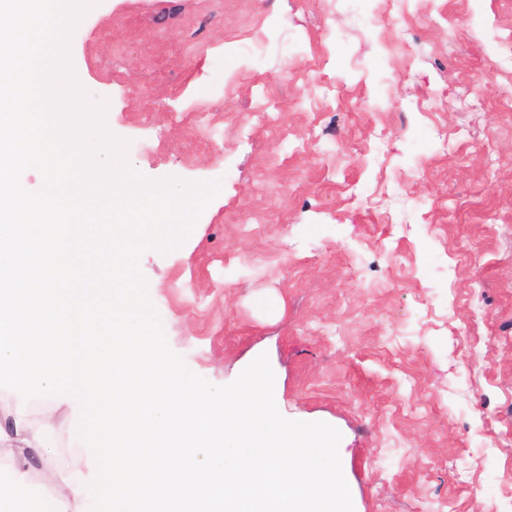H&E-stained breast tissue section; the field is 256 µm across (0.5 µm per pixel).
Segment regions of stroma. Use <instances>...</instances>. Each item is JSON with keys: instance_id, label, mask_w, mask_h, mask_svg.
Listing matches in <instances>:
<instances>
[{"instance_id": "1", "label": "stroma", "mask_w": 512, "mask_h": 512, "mask_svg": "<svg viewBox=\"0 0 512 512\" xmlns=\"http://www.w3.org/2000/svg\"><path fill=\"white\" fill-rule=\"evenodd\" d=\"M512 0H99L70 54L151 179L221 180L140 268L216 385L260 354L354 512H512ZM94 477L67 407L0 387Z\"/></svg>"}]
</instances>
